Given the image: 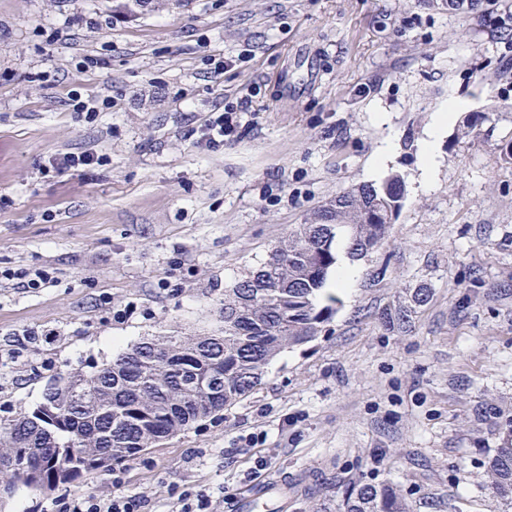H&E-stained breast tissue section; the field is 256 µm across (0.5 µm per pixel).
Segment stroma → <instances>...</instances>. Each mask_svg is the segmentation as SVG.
Returning <instances> with one entry per match:
<instances>
[{"instance_id": "1", "label": "stroma", "mask_w": 512, "mask_h": 512, "mask_svg": "<svg viewBox=\"0 0 512 512\" xmlns=\"http://www.w3.org/2000/svg\"><path fill=\"white\" fill-rule=\"evenodd\" d=\"M244 129L199 143L214 106ZM95 100L94 113L76 101ZM493 110L442 130L449 101ZM512 0H0V420L143 337L220 325L225 288L319 205L401 174L388 237L318 337L283 352L224 411L122 463L121 490L172 512L174 489L298 483L288 512H335L350 483H390L414 512H504L483 461L512 415ZM65 153L99 161L64 173ZM432 290L408 332L382 310ZM57 337L44 341L43 330ZM258 434L247 451L240 437ZM61 484L16 485L0 512H50ZM53 272L49 269H35L33 271L27 269H19L14 272H5L7 279H19L23 280V287L26 288H43L45 285L53 282Z\"/></svg>"}]
</instances>
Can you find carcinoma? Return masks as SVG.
Wrapping results in <instances>:
<instances>
[{"mask_svg": "<svg viewBox=\"0 0 512 512\" xmlns=\"http://www.w3.org/2000/svg\"><path fill=\"white\" fill-rule=\"evenodd\" d=\"M490 112L465 116L468 136L491 120ZM403 180L392 175L380 184L356 185L317 210L267 255L259 268L224 290L219 316L224 330L194 336H148L90 374L65 376L68 386L47 388L41 403L56 412L51 423L36 409L0 423V486L9 492L27 480L10 466L11 454L27 456L29 471L57 485H83L97 473L91 461L109 455L129 462L148 443L232 406L261 385L270 363L283 351L316 339L336 312L337 298L319 296L338 261V247L361 257L377 247L399 211ZM432 289L422 285L385 310L387 326L410 328ZM504 446L483 462L488 487L512 507V419L501 421ZM84 448H70L75 439ZM338 512H412L389 484L354 483Z\"/></svg>", "mask_w": 512, "mask_h": 512, "instance_id": "obj_1", "label": "carcinoma"}]
</instances>
